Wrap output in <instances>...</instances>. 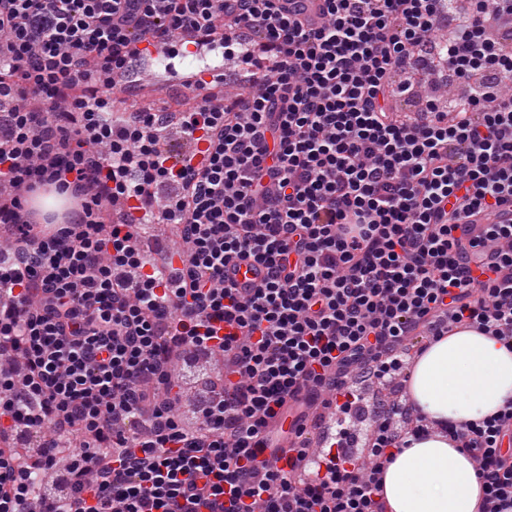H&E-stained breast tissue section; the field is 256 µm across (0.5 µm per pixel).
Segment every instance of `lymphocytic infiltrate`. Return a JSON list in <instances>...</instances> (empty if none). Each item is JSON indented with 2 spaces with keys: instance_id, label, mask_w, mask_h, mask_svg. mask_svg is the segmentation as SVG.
I'll return each instance as SVG.
<instances>
[{
  "instance_id": "1",
  "label": "lymphocytic infiltrate",
  "mask_w": 512,
  "mask_h": 512,
  "mask_svg": "<svg viewBox=\"0 0 512 512\" xmlns=\"http://www.w3.org/2000/svg\"><path fill=\"white\" fill-rule=\"evenodd\" d=\"M508 14L512 0H322L311 27L280 0H0V512H388L382 474L433 430L473 460L475 512H512V404L458 426L391 403L363 455L345 426L348 374H403L417 332L512 349V223L496 221L512 206V53L491 35ZM177 32L247 67L245 92L182 113L208 143L189 171L154 113L106 118L138 43ZM423 51L469 92L398 119L412 85L394 75L418 74ZM169 182L173 269L142 256L143 220L103 221ZM50 186L78 206L65 223L29 206ZM238 259L264 267L258 287L225 277ZM177 354L225 360L222 380L199 375L196 430L176 411ZM316 403L336 417L328 447L309 448L300 415L287 469L268 466L286 410Z\"/></svg>"
}]
</instances>
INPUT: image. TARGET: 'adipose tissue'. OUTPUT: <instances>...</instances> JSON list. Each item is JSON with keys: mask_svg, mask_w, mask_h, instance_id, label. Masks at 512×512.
I'll return each mask as SVG.
<instances>
[{"mask_svg": "<svg viewBox=\"0 0 512 512\" xmlns=\"http://www.w3.org/2000/svg\"><path fill=\"white\" fill-rule=\"evenodd\" d=\"M429 418L462 425L497 414L512 401V350L476 330L427 346L409 379ZM483 489L469 456L442 434L407 438L383 477L389 512H474Z\"/></svg>", "mask_w": 512, "mask_h": 512, "instance_id": "obj_1", "label": "adipose tissue"}]
</instances>
